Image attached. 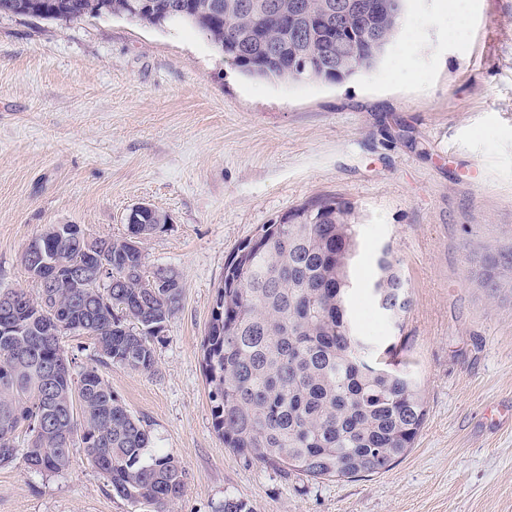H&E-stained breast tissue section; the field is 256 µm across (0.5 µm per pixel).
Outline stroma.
<instances>
[{
  "label": "stroma",
  "instance_id": "obj_1",
  "mask_svg": "<svg viewBox=\"0 0 512 512\" xmlns=\"http://www.w3.org/2000/svg\"><path fill=\"white\" fill-rule=\"evenodd\" d=\"M433 0H407L373 70L338 82L243 76L199 31L119 17L0 16V289L36 285L21 256L51 224L125 234L140 203L168 221L148 268L175 271L178 310L154 374L105 377L179 458L172 512H512V294L474 259L512 245V0H471L463 40L440 41ZM315 198L354 204L360 279L390 246L411 287L402 328L367 294L359 332L400 341L427 415L400 461L338 480L245 463L215 432L202 341L236 245ZM0 512H152L112 493L73 448L40 473L0 467Z\"/></svg>",
  "mask_w": 512,
  "mask_h": 512
}]
</instances>
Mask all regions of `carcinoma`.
Instances as JSON below:
<instances>
[{"instance_id": "obj_1", "label": "carcinoma", "mask_w": 512, "mask_h": 512, "mask_svg": "<svg viewBox=\"0 0 512 512\" xmlns=\"http://www.w3.org/2000/svg\"><path fill=\"white\" fill-rule=\"evenodd\" d=\"M333 0H0V15L70 23L90 16L152 26L178 20L203 33L243 75L265 80L340 81L369 71L396 35L404 0H366L369 21L329 17ZM291 224H264L226 263L206 336L203 369L214 429L224 447L284 474L351 479L378 474L413 448L427 414L403 345L380 357L357 332L354 295L360 224L355 207L318 198L290 212ZM167 222L146 211L136 234ZM52 224L25 260L46 287L0 291V466L21 461L58 473L74 442L106 475L112 493L170 512L185 488L172 453L156 448L145 420L112 392L104 369L155 371L150 340L179 308L182 286L164 269L146 275L141 248ZM112 267V287L80 285L72 271ZM371 296L385 318L408 285L388 246L375 261ZM486 287L512 290V248L480 266ZM93 340V363L70 374L66 333ZM26 445L18 450L16 433Z\"/></svg>"}]
</instances>
